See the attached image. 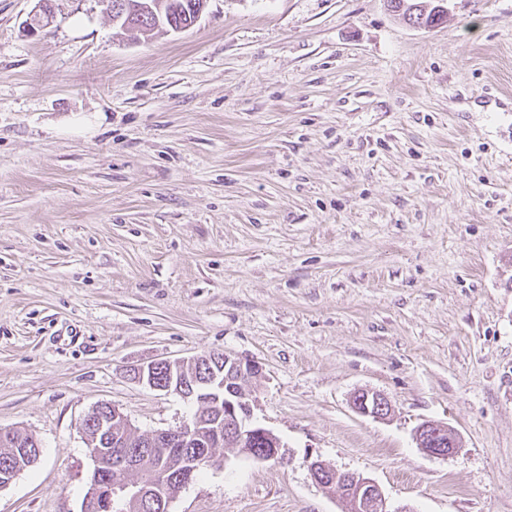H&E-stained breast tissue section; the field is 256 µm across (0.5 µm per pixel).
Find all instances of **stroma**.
<instances>
[{"mask_svg": "<svg viewBox=\"0 0 512 512\" xmlns=\"http://www.w3.org/2000/svg\"><path fill=\"white\" fill-rule=\"evenodd\" d=\"M0 0V429L36 463L0 512H81L96 405L143 432L197 405L127 368L263 367L283 463L218 449L169 512H512V0H209L118 33L100 0ZM385 395V419L355 392ZM453 427L445 458L414 431ZM398 1H405L408 5L403 9L401 12L393 11L397 13V15L402 16V18L407 21V23L411 21L418 22L421 16H424V23H428L429 20L432 18V12L434 11V6L429 7V4L425 2V0H398ZM439 3L436 6V12H438L441 16H444L446 14L447 8L444 6V4L447 2V0H437ZM414 9V10H413ZM351 407L356 413L363 416H371L375 419L386 418L392 411L391 402L387 397L381 393L369 390H362L356 393L352 397ZM309 467L315 482L326 491H335L338 481L345 485L342 491L351 512L387 511L384 494L373 480L359 474L341 472L320 461L312 462Z\"/></svg>", "mask_w": 512, "mask_h": 512, "instance_id": "35a3bbf8", "label": "stroma"}]
</instances>
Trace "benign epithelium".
I'll return each instance as SVG.
<instances>
[{
  "label": "benign epithelium",
  "mask_w": 512,
  "mask_h": 512,
  "mask_svg": "<svg viewBox=\"0 0 512 512\" xmlns=\"http://www.w3.org/2000/svg\"><path fill=\"white\" fill-rule=\"evenodd\" d=\"M50 11L47 0H38V6L31 11L26 27L32 34L45 27ZM205 355L175 361H162L143 364L130 370V376L141 385L153 390L176 393L184 398L199 395V411L206 406L224 404V420L209 423L207 432L200 431L201 423L182 424L176 428L157 430L148 436L147 445L150 452L163 456L180 448L189 446L195 449L192 457H184L181 461L179 478L187 484L191 481L197 463L211 466L215 462L212 449L224 445L238 448L240 452L251 457L254 454L253 444L262 439L268 443L273 452L268 460L278 462L284 459L281 452L283 444L272 431L257 425L253 420V399L242 390L245 382L258 378L263 373L262 365L247 358L224 355V377L196 374L195 367L200 365ZM353 410L363 416L383 419L392 410L391 402L383 394L362 390L351 400ZM111 413L98 417L99 431L106 434L117 426L131 427L132 423L120 409L112 406ZM414 439L418 447L433 457L445 458L453 454L459 446L458 436L450 426L434 422H424L417 427ZM114 449L108 466L112 469L111 498L121 503L140 499L165 502L166 481L155 478L143 488L130 485L121 480V475L128 468L132 450L112 440ZM310 472L317 484L328 492L335 491V484L345 485L343 495L349 502L351 512H384L386 499L379 486L371 479L359 474L341 472L320 461L309 464Z\"/></svg>",
  "instance_id": "benign-epithelium-1"
}]
</instances>
